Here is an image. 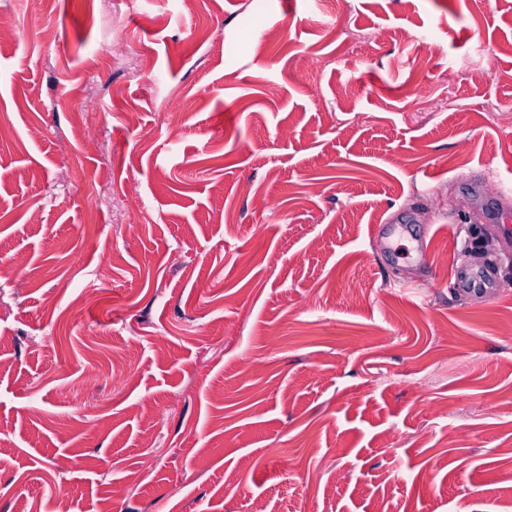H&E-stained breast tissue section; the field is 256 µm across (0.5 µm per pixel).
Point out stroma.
<instances>
[{
  "mask_svg": "<svg viewBox=\"0 0 512 512\" xmlns=\"http://www.w3.org/2000/svg\"><path fill=\"white\" fill-rule=\"evenodd\" d=\"M1 15L0 512L512 503V0ZM458 282L461 288L474 293L493 295L495 288H499L497 282L479 268L461 271Z\"/></svg>",
  "mask_w": 512,
  "mask_h": 512,
  "instance_id": "1",
  "label": "stroma"
}]
</instances>
